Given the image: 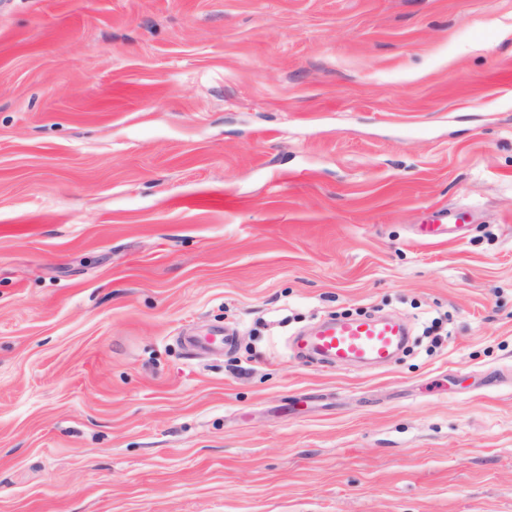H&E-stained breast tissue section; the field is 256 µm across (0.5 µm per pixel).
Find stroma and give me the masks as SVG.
I'll use <instances>...</instances> for the list:
<instances>
[{
    "label": "stroma",
    "instance_id": "obj_1",
    "mask_svg": "<svg viewBox=\"0 0 512 512\" xmlns=\"http://www.w3.org/2000/svg\"><path fill=\"white\" fill-rule=\"evenodd\" d=\"M0 512H512V0H0ZM405 335L399 321L364 316L327 321L314 333L303 336L301 345L331 365H384L396 355ZM183 346L190 352L195 351L203 345L213 346L221 350L230 349L234 343V334L224 330V333H216L206 339L194 336H185L181 339Z\"/></svg>",
    "mask_w": 512,
    "mask_h": 512
}]
</instances>
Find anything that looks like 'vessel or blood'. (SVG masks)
I'll use <instances>...</instances> for the list:
<instances>
[{
	"instance_id": "1",
	"label": "vessel or blood",
	"mask_w": 512,
	"mask_h": 512,
	"mask_svg": "<svg viewBox=\"0 0 512 512\" xmlns=\"http://www.w3.org/2000/svg\"><path fill=\"white\" fill-rule=\"evenodd\" d=\"M406 330L391 318L364 316L333 319L321 324L314 333L301 340L303 349L331 365L387 364L404 341ZM234 335L220 332L205 339L186 336L183 346L190 351L209 345L222 350L231 348Z\"/></svg>"
}]
</instances>
